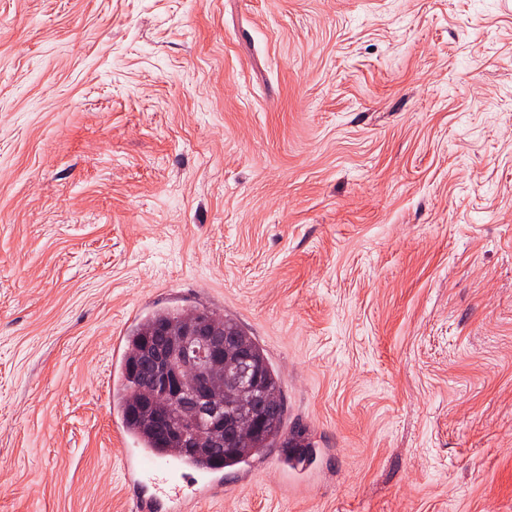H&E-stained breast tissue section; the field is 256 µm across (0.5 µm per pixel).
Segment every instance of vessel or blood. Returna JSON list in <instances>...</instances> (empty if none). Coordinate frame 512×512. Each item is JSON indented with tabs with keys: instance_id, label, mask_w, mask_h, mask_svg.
<instances>
[{
	"instance_id": "obj_1",
	"label": "vessel or blood",
	"mask_w": 512,
	"mask_h": 512,
	"mask_svg": "<svg viewBox=\"0 0 512 512\" xmlns=\"http://www.w3.org/2000/svg\"><path fill=\"white\" fill-rule=\"evenodd\" d=\"M123 470L128 486L154 488L143 497L139 512H155L161 498L187 499L214 493L222 482L216 473L205 467L176 458L163 459L145 448H125Z\"/></svg>"
}]
</instances>
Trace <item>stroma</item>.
<instances>
[{"label": "stroma", "instance_id": "obj_1", "mask_svg": "<svg viewBox=\"0 0 512 512\" xmlns=\"http://www.w3.org/2000/svg\"><path fill=\"white\" fill-rule=\"evenodd\" d=\"M193 307L313 456L160 512H512V0H0V512H135L112 341Z\"/></svg>", "mask_w": 512, "mask_h": 512}]
</instances>
